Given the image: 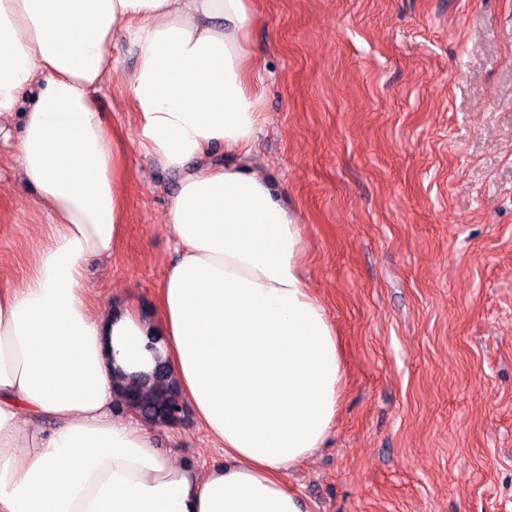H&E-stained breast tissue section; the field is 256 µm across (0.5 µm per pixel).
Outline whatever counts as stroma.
Listing matches in <instances>:
<instances>
[{"instance_id":"1","label":"stroma","mask_w":512,"mask_h":512,"mask_svg":"<svg viewBox=\"0 0 512 512\" xmlns=\"http://www.w3.org/2000/svg\"><path fill=\"white\" fill-rule=\"evenodd\" d=\"M265 123L252 149L288 193L303 271L338 339L340 410L289 480L312 512H512V0H254ZM117 70L98 105L135 134ZM181 171L132 146L123 239L88 264L93 310L149 308L174 259ZM49 217L0 164V286ZM221 461L192 410L153 424Z\"/></svg>"}]
</instances>
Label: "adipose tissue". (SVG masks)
I'll use <instances>...</instances> for the list:
<instances>
[{
    "instance_id": "obj_1",
    "label": "adipose tissue",
    "mask_w": 512,
    "mask_h": 512,
    "mask_svg": "<svg viewBox=\"0 0 512 512\" xmlns=\"http://www.w3.org/2000/svg\"><path fill=\"white\" fill-rule=\"evenodd\" d=\"M255 21L250 0H0V140L52 217L30 277L0 287V512H310L282 476L329 438L343 365L286 193L248 161ZM122 38L134 141L184 173L151 315L94 313L83 286L124 233L131 140L96 99ZM160 360L222 463L161 453L119 414L120 377Z\"/></svg>"
}]
</instances>
